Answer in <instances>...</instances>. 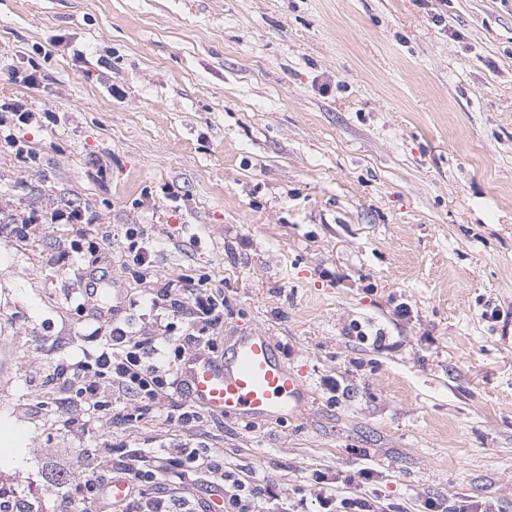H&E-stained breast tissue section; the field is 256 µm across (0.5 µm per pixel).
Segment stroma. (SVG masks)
<instances>
[{
  "mask_svg": "<svg viewBox=\"0 0 512 512\" xmlns=\"http://www.w3.org/2000/svg\"><path fill=\"white\" fill-rule=\"evenodd\" d=\"M36 87L9 80L35 47ZM58 120L0 144V494L63 512L46 469L208 448L289 506L368 469L389 512H512V0H0V101ZM82 209L84 224H24ZM150 280L221 290L219 336L261 329L312 393L293 417L68 403L98 305L140 336L184 319ZM82 240L75 250L73 240ZM125 235L130 242L128 249L133 254V264L138 266V268L146 267L145 270L152 267L151 257L153 250L148 237L142 231L133 227L127 228Z\"/></svg>",
  "mask_w": 512,
  "mask_h": 512,
  "instance_id": "35a3bbf8",
  "label": "stroma"
}]
</instances>
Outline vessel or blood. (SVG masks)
<instances>
[{
  "mask_svg": "<svg viewBox=\"0 0 512 512\" xmlns=\"http://www.w3.org/2000/svg\"><path fill=\"white\" fill-rule=\"evenodd\" d=\"M179 380L188 401L214 416L285 419L310 403L303 381L261 330L225 339L220 358L204 350L189 353Z\"/></svg>",
  "mask_w": 512,
  "mask_h": 512,
  "instance_id": "vessel-or-blood-1",
  "label": "vessel or blood"
}]
</instances>
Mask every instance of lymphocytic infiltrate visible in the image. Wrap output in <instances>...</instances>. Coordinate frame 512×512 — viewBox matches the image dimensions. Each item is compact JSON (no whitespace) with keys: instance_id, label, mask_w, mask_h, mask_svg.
Wrapping results in <instances>:
<instances>
[{"instance_id":"lymphocytic-infiltrate-1","label":"lymphocytic infiltrate","mask_w":512,"mask_h":512,"mask_svg":"<svg viewBox=\"0 0 512 512\" xmlns=\"http://www.w3.org/2000/svg\"><path fill=\"white\" fill-rule=\"evenodd\" d=\"M150 303L186 319L193 342L202 348L211 346L210 331L224 322V300L208 288L177 289L169 283L151 297ZM92 335L104 339L107 348L73 372L70 382L76 387L75 398L89 399L96 381L101 380L119 394L149 404L159 402L177 384L184 346L171 345L163 335L139 336L121 327L100 326ZM167 454L179 466L181 478L190 479L202 472L208 475L210 494L224 496V512H288L287 502L281 501L264 477L241 476L197 449L171 448ZM119 471L130 479L133 493L113 505L112 512H197L191 501L157 494L158 466L123 465Z\"/></svg>"}]
</instances>
